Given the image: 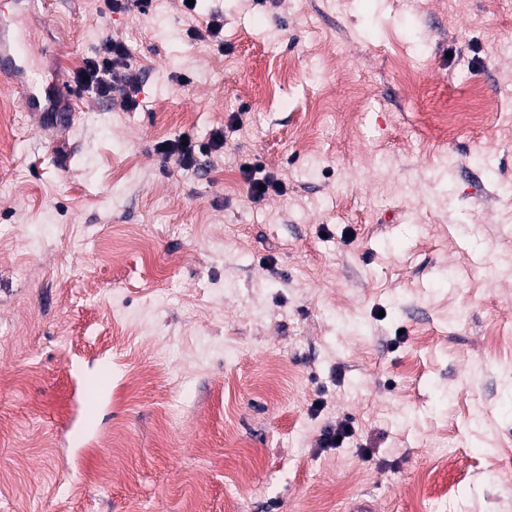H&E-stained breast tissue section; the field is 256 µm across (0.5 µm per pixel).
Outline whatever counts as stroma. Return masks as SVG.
Masks as SVG:
<instances>
[{"label": "stroma", "instance_id": "obj_1", "mask_svg": "<svg viewBox=\"0 0 512 512\" xmlns=\"http://www.w3.org/2000/svg\"><path fill=\"white\" fill-rule=\"evenodd\" d=\"M0 19L27 78L117 40L140 79L0 152V512H512V0ZM224 136L221 131H216L211 139L203 144L198 141H193L190 137L184 136L174 141H163L158 143V150L162 154L166 155H177L179 157L180 164L183 167L191 166L197 159V155L207 156L212 151H218L223 146ZM183 142H187V146L183 145ZM166 145V148H163ZM248 183V194L251 201H260L270 190L276 193H284L283 183L275 178L271 173H266L261 164H243L240 166ZM260 184H264V189L260 190Z\"/></svg>", "mask_w": 512, "mask_h": 512}]
</instances>
